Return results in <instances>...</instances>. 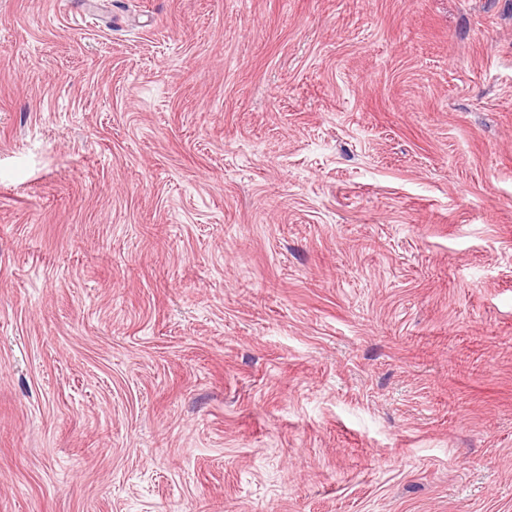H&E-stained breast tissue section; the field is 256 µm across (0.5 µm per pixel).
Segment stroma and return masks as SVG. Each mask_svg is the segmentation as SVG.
Here are the masks:
<instances>
[{
    "label": "stroma",
    "mask_w": 512,
    "mask_h": 512,
    "mask_svg": "<svg viewBox=\"0 0 512 512\" xmlns=\"http://www.w3.org/2000/svg\"><path fill=\"white\" fill-rule=\"evenodd\" d=\"M0 512H512V0H0Z\"/></svg>",
    "instance_id": "stroma-1"
}]
</instances>
